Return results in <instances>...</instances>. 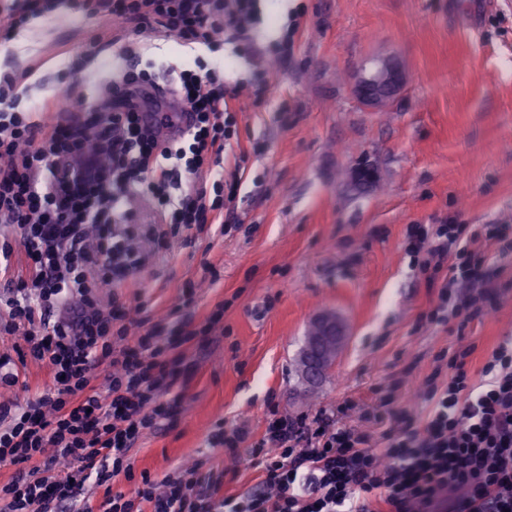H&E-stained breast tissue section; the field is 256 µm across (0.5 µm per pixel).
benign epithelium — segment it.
I'll return each mask as SVG.
<instances>
[{
	"instance_id": "benign-epithelium-1",
	"label": "benign epithelium",
	"mask_w": 512,
	"mask_h": 512,
	"mask_svg": "<svg viewBox=\"0 0 512 512\" xmlns=\"http://www.w3.org/2000/svg\"><path fill=\"white\" fill-rule=\"evenodd\" d=\"M404 82L405 75L399 64L387 59L357 84L354 94L365 104L381 105L394 98ZM312 326L314 332L309 336L299 362L300 375L310 385L335 368L336 359L348 338L347 327L333 310L316 314Z\"/></svg>"
}]
</instances>
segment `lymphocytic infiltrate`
Masks as SVG:
<instances>
[{
	"instance_id": "1",
	"label": "lymphocytic infiltrate",
	"mask_w": 512,
	"mask_h": 512,
	"mask_svg": "<svg viewBox=\"0 0 512 512\" xmlns=\"http://www.w3.org/2000/svg\"><path fill=\"white\" fill-rule=\"evenodd\" d=\"M52 0H0V36L50 13ZM87 14H107L135 31L157 28L185 44L213 46L220 34L249 52L257 0H85ZM28 70L0 77V224L15 243L0 245V329L44 366L49 384L25 404L0 407V467L19 466L0 488L5 512H95L87 479L103 484L131 473L130 452L167 421L183 397L179 365L194 332L158 335L120 298L103 301L101 285L140 271L134 245L140 226L130 204L157 200L173 230L204 231L224 209L235 183L224 178V148L233 132L224 105L237 89L219 69H182L168 94L193 116L189 126L155 112L143 124L133 95L157 84L130 68L110 82L112 105L87 119L84 109L53 98L37 103L47 120L17 109ZM193 183L172 195L180 173ZM463 225H408L404 249L420 270L449 269L429 317L472 318L491 297L493 272L462 246ZM25 258L16 269L15 254ZM463 354L449 361L443 386H428L425 419H403L382 441L319 412L295 419L269 415L250 441L244 428L215 435L230 460L248 447L256 483L225 494L224 476L199 466L166 476L142 474L135 499L108 500V512H512V342L495 346L473 387ZM107 366L103 380L95 371Z\"/></svg>"
}]
</instances>
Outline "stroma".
Instances as JSON below:
<instances>
[{"label":"stroma","instance_id":"stroma-1","mask_svg":"<svg viewBox=\"0 0 512 512\" xmlns=\"http://www.w3.org/2000/svg\"><path fill=\"white\" fill-rule=\"evenodd\" d=\"M56 4L0 46V72L32 67L30 98L73 78L98 110L134 60L162 86L198 59L240 88L224 159L240 189L223 233L181 234L165 247L141 234L142 272L103 290L157 319L182 307L194 328L224 312L211 342L189 350L173 424L131 451L135 472L159 481L196 461L223 469L217 427L243 426L256 440L273 411L312 417L343 406L348 425L381 439L398 416L427 415L421 391L445 351L470 348L467 369L480 382L488 353L512 339V253L481 235L512 225V0H258V45L296 27L261 101L248 85L255 62L236 42L212 50L138 36L73 0ZM385 55L406 82L387 106H365L352 87ZM362 166L376 183L355 181ZM450 217L498 271L494 306L463 326L428 319L436 285L403 249L408 225ZM323 309L339 312L350 336L309 398L293 361Z\"/></svg>","mask_w":512,"mask_h":512}]
</instances>
